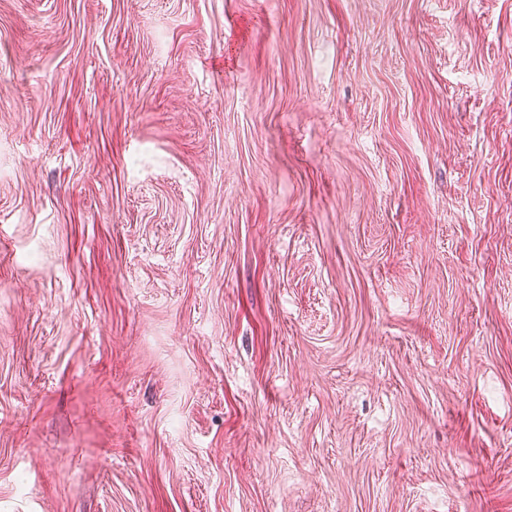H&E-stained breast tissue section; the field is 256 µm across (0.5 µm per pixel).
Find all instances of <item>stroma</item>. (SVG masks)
Instances as JSON below:
<instances>
[{"instance_id":"obj_1","label":"stroma","mask_w":512,"mask_h":512,"mask_svg":"<svg viewBox=\"0 0 512 512\" xmlns=\"http://www.w3.org/2000/svg\"><path fill=\"white\" fill-rule=\"evenodd\" d=\"M0 512H512V0H0Z\"/></svg>"}]
</instances>
